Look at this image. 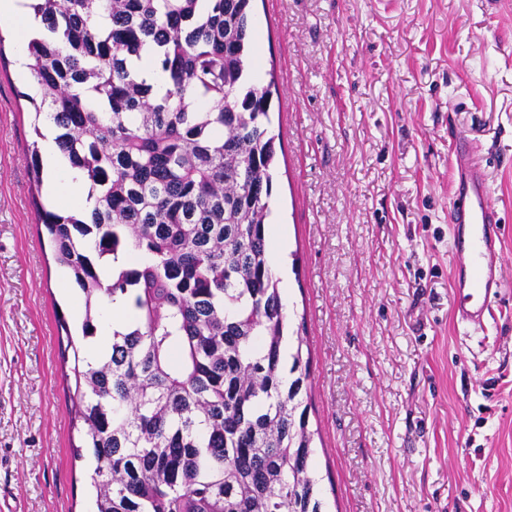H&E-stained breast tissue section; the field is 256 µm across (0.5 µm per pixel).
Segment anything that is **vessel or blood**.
Masks as SVG:
<instances>
[{"mask_svg": "<svg viewBox=\"0 0 512 512\" xmlns=\"http://www.w3.org/2000/svg\"><path fill=\"white\" fill-rule=\"evenodd\" d=\"M448 224L452 248L459 257L453 275L457 319L465 325H483L493 305L512 295V284L502 272L501 247L506 226L491 201L490 184L458 142Z\"/></svg>", "mask_w": 512, "mask_h": 512, "instance_id": "1", "label": "vessel or blood"}]
</instances>
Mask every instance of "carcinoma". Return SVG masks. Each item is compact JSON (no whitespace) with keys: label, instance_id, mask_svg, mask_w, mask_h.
<instances>
[{"label":"carcinoma","instance_id":"1","mask_svg":"<svg viewBox=\"0 0 512 512\" xmlns=\"http://www.w3.org/2000/svg\"><path fill=\"white\" fill-rule=\"evenodd\" d=\"M254 0H32L29 40L55 142L86 177L90 216L33 196L37 223L84 297L128 307L96 359L73 351L75 418L96 462V512H326L268 258L275 136L252 81ZM168 75L156 93L144 60ZM42 184L38 142L30 158Z\"/></svg>","mask_w":512,"mask_h":512}]
</instances>
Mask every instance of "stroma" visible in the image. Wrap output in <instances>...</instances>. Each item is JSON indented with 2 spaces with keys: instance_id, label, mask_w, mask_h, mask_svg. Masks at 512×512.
Listing matches in <instances>:
<instances>
[{
  "instance_id": "1",
  "label": "stroma",
  "mask_w": 512,
  "mask_h": 512,
  "mask_svg": "<svg viewBox=\"0 0 512 512\" xmlns=\"http://www.w3.org/2000/svg\"><path fill=\"white\" fill-rule=\"evenodd\" d=\"M271 223L311 360L328 512H512V301L453 309V139L512 226V0H255ZM0 68V512H93L59 320L84 302L37 224L33 108Z\"/></svg>"
}]
</instances>
